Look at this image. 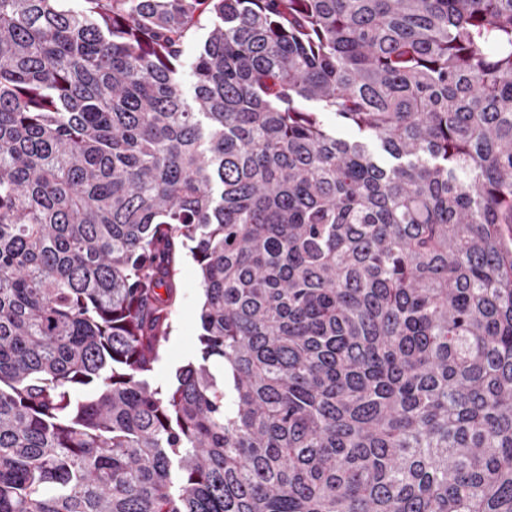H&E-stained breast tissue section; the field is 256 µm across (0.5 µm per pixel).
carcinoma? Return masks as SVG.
I'll list each match as a JSON object with an SVG mask.
<instances>
[{
    "label": "carcinoma",
    "instance_id": "1",
    "mask_svg": "<svg viewBox=\"0 0 512 512\" xmlns=\"http://www.w3.org/2000/svg\"><path fill=\"white\" fill-rule=\"evenodd\" d=\"M0 512H512V0H0ZM176 279L180 290L172 310V331L152 375L153 382L159 385L170 384L176 369L195 361L200 354L198 313L203 295L196 264L187 249H181Z\"/></svg>",
    "mask_w": 512,
    "mask_h": 512
}]
</instances>
